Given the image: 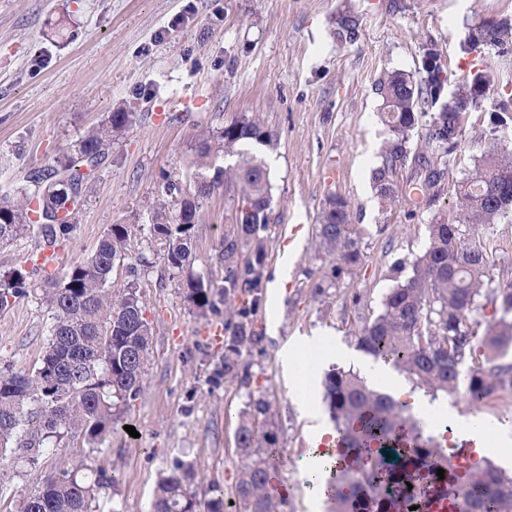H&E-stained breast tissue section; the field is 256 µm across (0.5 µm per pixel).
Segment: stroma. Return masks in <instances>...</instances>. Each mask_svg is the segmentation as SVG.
<instances>
[{"label": "stroma", "instance_id": "35a3bbf8", "mask_svg": "<svg viewBox=\"0 0 512 512\" xmlns=\"http://www.w3.org/2000/svg\"><path fill=\"white\" fill-rule=\"evenodd\" d=\"M349 10L360 17L352 42L336 37V20ZM503 14H512V0H0V183L21 186L31 167L109 113L132 114L88 185L49 272L62 274L86 258L109 225L147 223L165 196L164 174L185 172L200 136L256 113L278 135L262 155L273 195L268 271L282 283L280 292L265 291L255 317L260 340L241 358L248 382L227 381L215 374L224 343L210 340L211 322L185 301L182 285L190 274L223 278L217 255L235 208L220 191L202 201L185 275L170 274L158 261L161 242L132 239L131 253L153 262L142 280L153 327L146 375L139 398L123 413L136 432L113 434L95 451L77 439L30 473L6 464L0 512H16L45 475L85 456L120 476L115 493L101 496V512H149L160 472L183 454L198 474V495L220 485L226 512H244L233 495L241 468L235 434L256 396L280 408L277 435L287 463L278 490L287 497L285 512H330L327 496L305 485L315 427L334 428L323 399L326 374L344 369L369 381L384 370L358 349L359 328L410 274L427 247L429 225L451 218L455 181L492 139L512 149V125L489 132V111L499 101L491 95L483 111L464 114L439 199L417 213L404 202L383 204L371 171L390 135L374 83L386 70L417 72L432 44L452 81L490 67L512 90V55L459 50L471 28ZM333 195L349 202L364 247L361 265L338 277L315 237ZM475 234L492 252L494 287L512 285L502 269L512 260V217ZM49 323L37 289L0 313V369H32ZM294 340L303 351L319 349L311 371L303 360L287 362L285 345ZM410 394L428 404L419 420L443 452L459 444L447 423L477 414L512 440V392L478 409L462 392L434 396L414 386Z\"/></svg>", "mask_w": 512, "mask_h": 512}]
</instances>
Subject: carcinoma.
<instances>
[{"instance_id": "carcinoma-1", "label": "carcinoma", "mask_w": 512, "mask_h": 512, "mask_svg": "<svg viewBox=\"0 0 512 512\" xmlns=\"http://www.w3.org/2000/svg\"><path fill=\"white\" fill-rule=\"evenodd\" d=\"M359 18L338 17L336 35L358 37ZM490 48L498 55L512 52V16L497 18L486 39L460 42L465 55ZM450 78L433 47L424 51L418 73L387 70L377 80L381 117L390 139L372 180L383 202L401 197L414 209L431 205L447 174L439 167L458 147L461 115L483 109L487 96L461 81L448 88ZM433 111L425 132L432 154L413 158V174L404 189H394L393 177L405 165L406 143L419 117ZM132 113L112 112L105 121L70 140L51 160L31 168L25 185L0 186V245L32 233L42 250H56L73 229L85 189L94 172L110 158L112 141L131 122ZM277 133L262 120L242 113L223 127L203 135L194 147L191 174H167L165 193L177 200L156 203L147 224H112L95 251L72 264L62 275L50 276L38 288L51 312L47 345L30 370H0V465L9 459L36 467L41 458L66 448L76 437L99 444L124 430V408L142 391L152 326L144 315L142 271L152 267L141 254L129 258L131 239L148 234L165 247L161 261L173 271L191 263L193 229L199 223L201 200L224 189L228 200L247 203L237 210L236 223L224 231L218 259L224 279L196 275L186 280L184 298L206 317L224 314V356L218 375L238 377L243 352L259 340L254 316L267 279V231L272 212V185L264 160L252 146L272 147ZM227 165L218 164V159ZM456 209L452 218L429 225V245L412 265V276L390 289L381 311L356 334L357 345L375 360L405 372L426 392L453 394L461 381V365L473 367L467 394L475 403L512 391V364H496L512 344V286L490 289L504 318L481 326L473 317L476 300L493 282L492 265L477 224H493L512 216V151L493 149L474 169L454 183ZM320 245L334 257L335 274L350 271L363 260L362 235L352 222L348 202L326 200L317 220ZM126 264L127 280L117 292L108 288L115 267ZM33 287L31 272L17 268L0 274V312ZM325 397L336 433L350 447L377 441L346 471L333 474V498L345 503L368 495L378 512H409L418 487H407L405 464L397 449L387 446L410 424L402 405L379 392L352 371L332 370L324 381ZM272 405L252 399L237 427L236 441L243 460L234 496L245 512H284L286 501L271 493L269 478L282 465ZM191 464L172 460L157 483L150 512H197L189 485ZM117 474L92 469L78 461L47 477L41 488L25 497L18 512H98L102 490L116 488ZM458 512H512V476L487 462L475 467L466 486L458 489Z\"/></svg>"}]
</instances>
